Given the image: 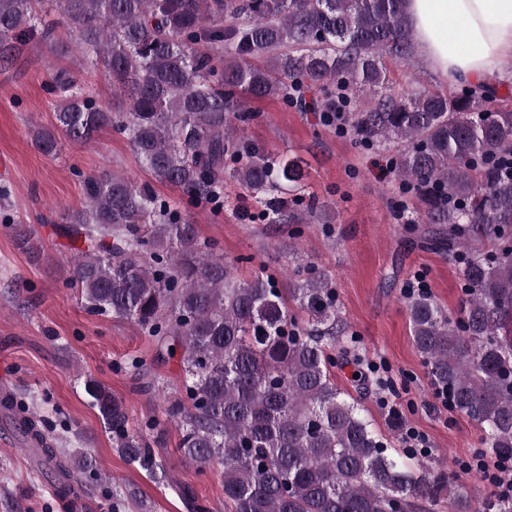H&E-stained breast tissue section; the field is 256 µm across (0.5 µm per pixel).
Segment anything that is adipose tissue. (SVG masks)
Wrapping results in <instances>:
<instances>
[{"label":"adipose tissue","instance_id":"ef3b65f1","mask_svg":"<svg viewBox=\"0 0 512 512\" xmlns=\"http://www.w3.org/2000/svg\"><path fill=\"white\" fill-rule=\"evenodd\" d=\"M415 47L451 83L493 85L512 58V0H406Z\"/></svg>","mask_w":512,"mask_h":512}]
</instances>
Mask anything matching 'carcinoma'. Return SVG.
<instances>
[{"mask_svg":"<svg viewBox=\"0 0 512 512\" xmlns=\"http://www.w3.org/2000/svg\"><path fill=\"white\" fill-rule=\"evenodd\" d=\"M405 0H0V68L24 51L73 53L103 65L124 99L113 107L67 68L49 70L59 137L90 145L104 127L124 134L150 180L83 178V203L56 223L73 244L71 284L91 312L134 322L158 354L178 360L179 394L164 420L181 431L189 463L222 467L227 512H512L476 499L423 466L403 465L374 429L362 400L370 370L353 346H336L331 279L312 261L293 275L234 276V263L198 236L153 183L176 185L201 205L222 200L224 168L284 224L298 213L282 190L305 174L298 157L272 158L238 127L236 92L276 97L382 149L404 144L396 176L418 201L422 243L458 264L461 316L428 296L409 299L414 346L455 411L487 447L512 454V106L495 91L425 86L396 92L384 61L413 57ZM63 26L74 37L56 36ZM339 348L355 394L333 381ZM91 405L128 462L154 471V448L130 427L123 399L92 377Z\"/></svg>","mask_w":512,"mask_h":512,"instance_id":"obj_1","label":"carcinoma"}]
</instances>
